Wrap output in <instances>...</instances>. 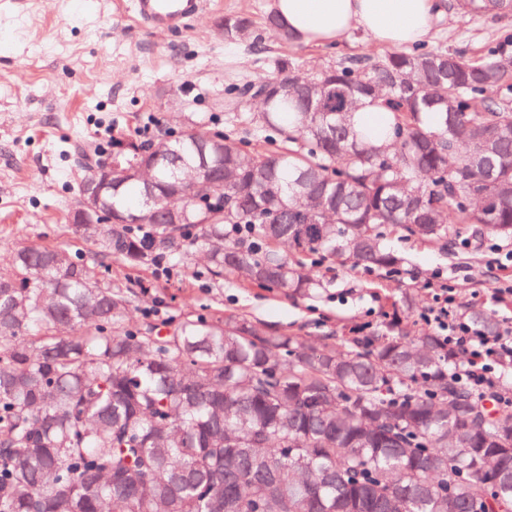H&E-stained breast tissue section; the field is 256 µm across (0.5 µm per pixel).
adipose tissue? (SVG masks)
<instances>
[{
    "instance_id": "obj_1",
    "label": "adipose tissue",
    "mask_w": 512,
    "mask_h": 512,
    "mask_svg": "<svg viewBox=\"0 0 512 512\" xmlns=\"http://www.w3.org/2000/svg\"><path fill=\"white\" fill-rule=\"evenodd\" d=\"M443 8L442 0H272L273 12L297 42L333 44L357 28L398 49L427 41Z\"/></svg>"
}]
</instances>
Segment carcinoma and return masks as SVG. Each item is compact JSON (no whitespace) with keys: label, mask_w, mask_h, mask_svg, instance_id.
Returning a JSON list of instances; mask_svg holds the SVG:
<instances>
[{"label":"carcinoma","mask_w":512,"mask_h":512,"mask_svg":"<svg viewBox=\"0 0 512 512\" xmlns=\"http://www.w3.org/2000/svg\"><path fill=\"white\" fill-rule=\"evenodd\" d=\"M455 7L501 15L512 0ZM223 30L263 40L245 15ZM276 68L243 90L246 120L288 148L163 128L84 179L112 176V223L67 232L107 259L191 260L293 297L322 288L302 256L400 269L394 228L512 239V33L474 56ZM367 99L389 109L378 129L354 122ZM103 267L65 244L0 253V512H512V439L496 441L512 411L453 385L459 354L398 316L414 294L373 336L317 347L236 316L133 327ZM469 321L499 329L488 312Z\"/></svg>","instance_id":"obj_1"}]
</instances>
